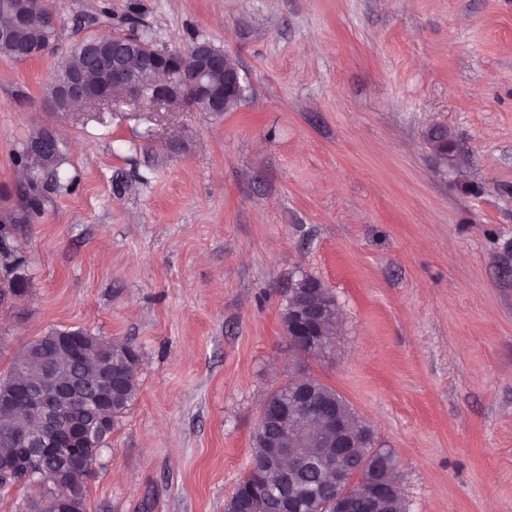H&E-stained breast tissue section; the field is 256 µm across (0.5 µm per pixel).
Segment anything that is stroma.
I'll return each mask as SVG.
<instances>
[{
    "mask_svg": "<svg viewBox=\"0 0 512 512\" xmlns=\"http://www.w3.org/2000/svg\"><path fill=\"white\" fill-rule=\"evenodd\" d=\"M48 51L0 57V213L38 188L0 377L54 329L127 343L138 396L84 512H224L269 392L306 371L397 458L406 512H512V0H46ZM207 41L230 112L47 104L85 39ZM457 144L438 155L429 135ZM52 133L55 165L21 159ZM336 342L289 346L304 277ZM317 300L323 306L326 317L323 326V332L326 336L335 340L336 332H337V309H336V301L330 295L328 289L326 287L323 288V291L318 296Z\"/></svg>",
    "mask_w": 512,
    "mask_h": 512,
    "instance_id": "obj_1",
    "label": "stroma"
}]
</instances>
